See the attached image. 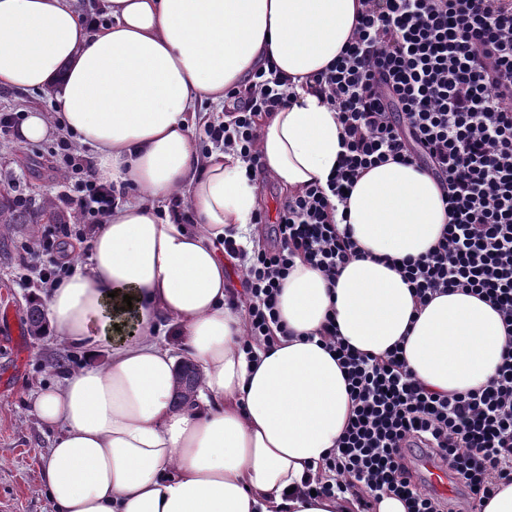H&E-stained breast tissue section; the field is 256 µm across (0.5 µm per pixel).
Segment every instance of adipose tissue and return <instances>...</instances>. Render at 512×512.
Wrapping results in <instances>:
<instances>
[{
	"label": "adipose tissue",
	"mask_w": 512,
	"mask_h": 512,
	"mask_svg": "<svg viewBox=\"0 0 512 512\" xmlns=\"http://www.w3.org/2000/svg\"><path fill=\"white\" fill-rule=\"evenodd\" d=\"M358 0H105L91 25L72 0H0V86L55 100L91 148L94 174L131 186L88 260L45 299L47 330L82 367L35 393L56 436L41 471L53 512H357L354 495L310 498L351 413L346 374L320 342L326 317L362 353L402 344L407 370L448 395L484 386L501 362L500 313L460 291L416 301L386 258L417 257L448 222L427 171L388 162L354 184L347 223L360 254L327 280L296 262L275 345L246 354L245 315L227 303L224 232L252 247L259 180L295 193L326 182L343 134L306 85L339 55ZM273 60L295 95L265 116L262 172L220 149L201 155L197 106ZM181 196L192 221L160 216ZM131 311H122L124 296ZM176 326L181 350L163 329ZM200 377L175 406L183 362Z\"/></svg>",
	"instance_id": "obj_1"
}]
</instances>
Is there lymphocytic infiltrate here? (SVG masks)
<instances>
[{
  "label": "lymphocytic infiltrate",
  "instance_id": "lymphocytic-infiltrate-1",
  "mask_svg": "<svg viewBox=\"0 0 512 512\" xmlns=\"http://www.w3.org/2000/svg\"><path fill=\"white\" fill-rule=\"evenodd\" d=\"M313 82L338 114L342 154L327 183L286 197L275 220L256 216L271 247L246 256L225 238V252L242 257L246 271L229 297L246 306L242 347L276 341L280 288L296 260L332 277L356 254L336 205L366 170L393 161L431 172L446 190L448 222L426 255L403 258L397 270L420 301L459 290L494 305L509 336L501 363L483 388L439 393L407 372L401 348L382 358L356 352L327 322L322 334L347 370L353 415L323 464L335 481L314 489L331 496L366 487L403 498L408 512H447L418 476L426 458L451 470L479 506L497 481L512 482V0H359L352 40ZM227 96L230 121H205V134L259 169L260 121L284 106L291 83L260 70ZM54 126L62 170L75 182L58 201L77 215L59 230L86 242L128 188L99 182L72 131ZM58 252L44 236L26 252L41 288L73 271Z\"/></svg>",
  "mask_w": 512,
  "mask_h": 512
}]
</instances>
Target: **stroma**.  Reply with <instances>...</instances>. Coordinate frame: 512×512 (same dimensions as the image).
<instances>
[{
  "label": "stroma",
  "instance_id": "35a3bbf8",
  "mask_svg": "<svg viewBox=\"0 0 512 512\" xmlns=\"http://www.w3.org/2000/svg\"><path fill=\"white\" fill-rule=\"evenodd\" d=\"M53 149L49 138L32 143L16 136L0 142V169L15 178L0 192L25 196L33 204L56 198L62 178ZM54 228V222L42 217L0 232V312H9L25 328L16 338L0 326V512H52L41 480L40 456L50 448L53 434L34 412L32 396L52 384L59 369H73L84 361L80 348L27 330L33 298L41 289L26 279L22 258L36 236Z\"/></svg>",
  "mask_w": 512,
  "mask_h": 512
}]
</instances>
